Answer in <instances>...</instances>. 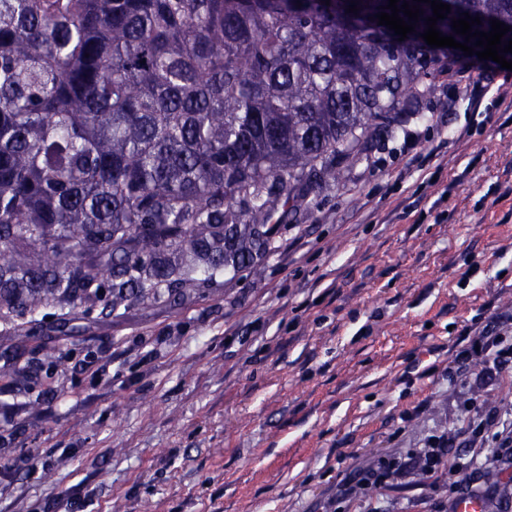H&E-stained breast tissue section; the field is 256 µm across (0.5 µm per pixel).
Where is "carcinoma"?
<instances>
[{"label":"carcinoma","instance_id":"carcinoma-1","mask_svg":"<svg viewBox=\"0 0 512 512\" xmlns=\"http://www.w3.org/2000/svg\"><path fill=\"white\" fill-rule=\"evenodd\" d=\"M512 27V0H441ZM0 0V320L151 306L260 256L431 91L387 0ZM250 222L241 223L243 215Z\"/></svg>","mask_w":512,"mask_h":512}]
</instances>
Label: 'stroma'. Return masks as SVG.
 <instances>
[{
  "instance_id": "1",
  "label": "stroma",
  "mask_w": 512,
  "mask_h": 512,
  "mask_svg": "<svg viewBox=\"0 0 512 512\" xmlns=\"http://www.w3.org/2000/svg\"><path fill=\"white\" fill-rule=\"evenodd\" d=\"M455 93L444 74L395 113L250 266L107 317L0 321V364L21 367L0 403L26 405L0 512H448L458 471L483 489L490 450L460 437L457 407L512 409V377L453 386L448 362L471 320L512 314V117L443 112ZM442 431L458 440L438 479L337 500L346 473Z\"/></svg>"
}]
</instances>
